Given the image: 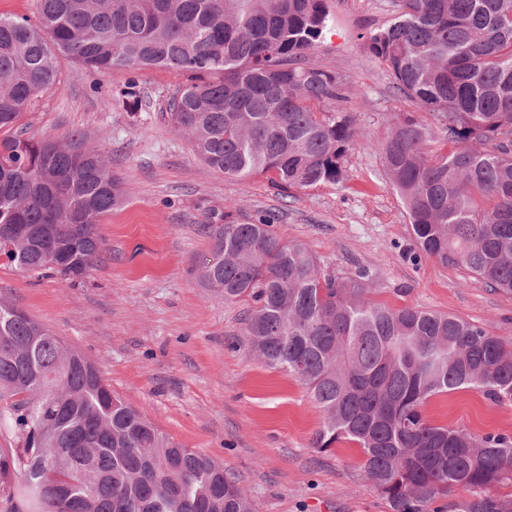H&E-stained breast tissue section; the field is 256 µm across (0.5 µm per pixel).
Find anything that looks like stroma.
Returning <instances> with one entry per match:
<instances>
[{"mask_svg":"<svg viewBox=\"0 0 512 512\" xmlns=\"http://www.w3.org/2000/svg\"><path fill=\"white\" fill-rule=\"evenodd\" d=\"M393 2L329 0L336 22L313 59L342 76L340 106L360 133L337 183L286 191L268 174L238 181L205 166L166 111L169 94L186 80L175 69L97 74L63 57L56 84L19 121L29 137L64 142L82 132L106 146L125 201L101 220L104 245L90 275L71 282L1 264L0 300L94 362L113 392L173 441L223 462L258 512L389 509L363 479L358 448H312L323 413L303 385L254 355L244 332L252 301H224L202 284L212 249L205 224L228 214L242 223L270 217L275 236L304 243L325 272L368 270L375 301L512 334V295L461 267L416 258L408 217L374 148L391 114L408 105L359 35L390 19ZM132 83L142 97L136 112L122 101ZM424 412L437 425L512 436V402L476 389L433 396Z\"/></svg>","mask_w":512,"mask_h":512,"instance_id":"1","label":"stroma"}]
</instances>
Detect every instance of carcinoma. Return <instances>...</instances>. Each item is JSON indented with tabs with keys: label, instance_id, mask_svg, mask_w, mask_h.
Listing matches in <instances>:
<instances>
[{
	"label": "carcinoma",
	"instance_id": "1",
	"mask_svg": "<svg viewBox=\"0 0 512 512\" xmlns=\"http://www.w3.org/2000/svg\"><path fill=\"white\" fill-rule=\"evenodd\" d=\"M40 26L0 16V261L83 278L101 218L124 196L108 152L74 134L24 138L23 111L57 81L59 55L106 73L190 75L167 102L194 154L229 178L283 189L336 183L358 136L336 108L344 83L309 60L329 0H40ZM369 57L414 108L375 145L417 250L512 294V0H398L365 35ZM439 122L450 150L427 151ZM201 280L249 298L256 356L321 408L312 447L345 441L390 512H430L457 487L458 512H512V438L429 422L427 400L460 388L512 402V335L458 316L370 298L367 272L337 279L270 223L208 225ZM0 512H257L219 462L171 440L99 368L0 301Z\"/></svg>",
	"mask_w": 512,
	"mask_h": 512
}]
</instances>
